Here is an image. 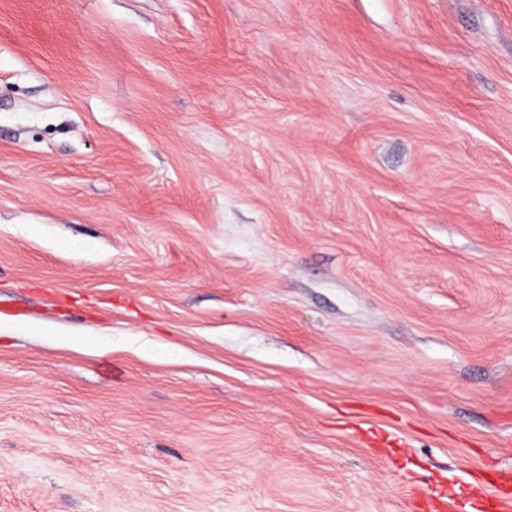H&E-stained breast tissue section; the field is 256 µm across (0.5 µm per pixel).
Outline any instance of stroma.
Returning a JSON list of instances; mask_svg holds the SVG:
<instances>
[{"label": "stroma", "instance_id": "stroma-1", "mask_svg": "<svg viewBox=\"0 0 512 512\" xmlns=\"http://www.w3.org/2000/svg\"><path fill=\"white\" fill-rule=\"evenodd\" d=\"M3 302L0 512L512 470V0H0Z\"/></svg>", "mask_w": 512, "mask_h": 512}]
</instances>
